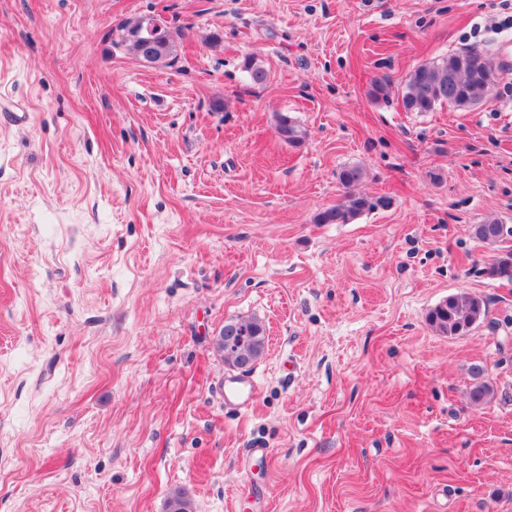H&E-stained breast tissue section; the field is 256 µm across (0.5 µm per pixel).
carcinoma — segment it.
<instances>
[{
	"label": "carcinoma",
	"mask_w": 512,
	"mask_h": 512,
	"mask_svg": "<svg viewBox=\"0 0 512 512\" xmlns=\"http://www.w3.org/2000/svg\"><path fill=\"white\" fill-rule=\"evenodd\" d=\"M140 19L126 21L120 25L121 42L134 55H139L140 46L130 34L138 26ZM494 84V67L490 56L482 51L466 50L444 56L438 60L426 62L415 67L408 75L403 94V106L408 112H432L437 107L450 106L470 108L479 104L490 95ZM280 137L288 144L299 147L306 138V131L287 115L277 119ZM365 177L360 165H347L337 173L339 183L347 189L343 203L320 212L316 217L319 224H349L359 215L373 207L369 198L353 192ZM471 234L486 245H494L512 231L495 221L473 224ZM484 274L491 279L512 281V252L498 256ZM486 315V303L483 298L467 291L448 295L428 313L429 326L443 336H460L478 324ZM224 330H234L236 335L246 338L238 348L229 350L218 345L224 353V360L236 365L238 358L244 356L255 363L265 349V330L256 318L240 317L224 324ZM472 383L468 399L472 406L488 403L494 394L493 387L487 382L485 368L474 365L470 369ZM167 512H194L193 502L182 491L173 492L167 500Z\"/></svg>",
	"instance_id": "carcinoma-1"
}]
</instances>
